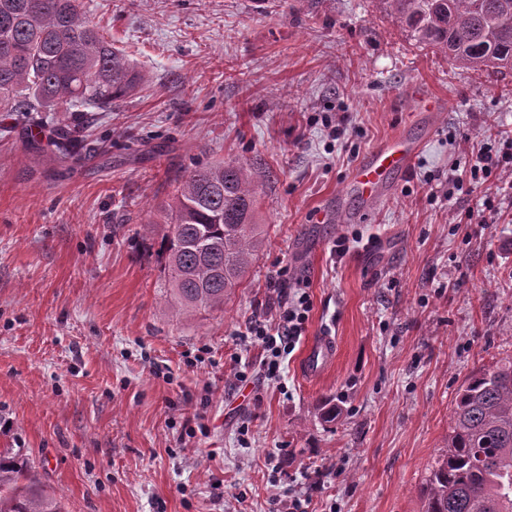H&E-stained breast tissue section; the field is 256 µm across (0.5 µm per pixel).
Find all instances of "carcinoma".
I'll return each instance as SVG.
<instances>
[{"mask_svg":"<svg viewBox=\"0 0 512 512\" xmlns=\"http://www.w3.org/2000/svg\"><path fill=\"white\" fill-rule=\"evenodd\" d=\"M419 46L481 70L512 69V0H380ZM145 75L87 20L82 0H0V112L108 110ZM83 145L66 130L65 156ZM260 160L197 167L162 208L171 295L178 311L224 307L264 243L256 219ZM332 399L319 418L334 423ZM424 512H512V359L473 372L458 389L448 441L422 489ZM0 512H66L27 462L0 454Z\"/></svg>","mask_w":512,"mask_h":512,"instance_id":"cac0c4a2","label":"carcinoma"}]
</instances>
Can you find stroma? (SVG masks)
Masks as SVG:
<instances>
[{"label":"stroma","mask_w":512,"mask_h":512,"mask_svg":"<svg viewBox=\"0 0 512 512\" xmlns=\"http://www.w3.org/2000/svg\"><path fill=\"white\" fill-rule=\"evenodd\" d=\"M83 3L146 81L107 112H0V451L66 512H423L458 388L512 357V194L464 174L512 132V70L417 47L378 0ZM400 131L422 149L369 207L349 172ZM255 158L262 251L223 309L176 315L159 204ZM489 201L498 223L467 220ZM296 279L336 357L309 380L296 349L268 379L246 331Z\"/></svg>","instance_id":"35a3bbf8"}]
</instances>
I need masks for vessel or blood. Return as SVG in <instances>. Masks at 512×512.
Listing matches in <instances>:
<instances>
[{
  "instance_id": "vessel-or-blood-1",
  "label": "vessel or blood",
  "mask_w": 512,
  "mask_h": 512,
  "mask_svg": "<svg viewBox=\"0 0 512 512\" xmlns=\"http://www.w3.org/2000/svg\"><path fill=\"white\" fill-rule=\"evenodd\" d=\"M421 145L398 133L376 146L351 170L348 186L361 199L378 202L389 176L405 174L412 168ZM335 349L328 337L318 336L306 345L302 370L311 378L320 376L333 362Z\"/></svg>"
}]
</instances>
